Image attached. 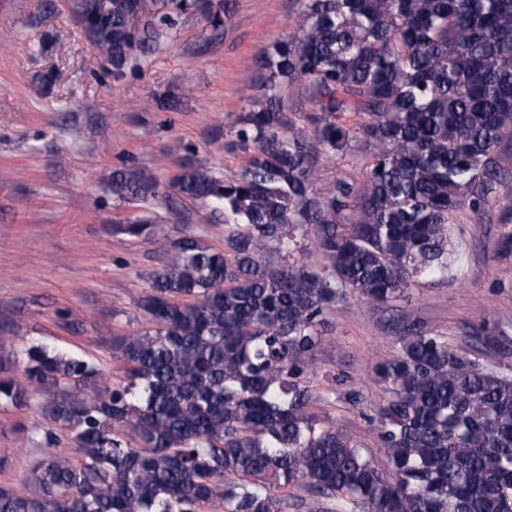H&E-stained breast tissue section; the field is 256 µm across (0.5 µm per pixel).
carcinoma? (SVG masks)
Returning <instances> with one entry per match:
<instances>
[{
  "mask_svg": "<svg viewBox=\"0 0 512 512\" xmlns=\"http://www.w3.org/2000/svg\"><path fill=\"white\" fill-rule=\"evenodd\" d=\"M198 14L225 25L224 0H79L87 38L117 76L137 50ZM255 95L224 141L247 154L220 178L185 160L171 187L224 208L228 249L172 240L147 168L112 172L139 205L116 235L168 254L139 299L151 328L115 338L122 376L33 344L24 382L0 365V408L38 406L72 448L33 462L37 490L0 484V512H286L302 487L363 512H512V376L445 336L408 330L375 366L390 390L376 426L384 461L313 411L314 354L329 315L358 294L376 306L448 271L453 214L479 212L503 179L512 137V0H303L297 34L262 48ZM308 111L286 112L282 93ZM369 148L362 181L317 186L322 160ZM314 230L322 264L289 262Z\"/></svg>",
  "mask_w": 512,
  "mask_h": 512,
  "instance_id": "carcinoma-1",
  "label": "carcinoma"
}]
</instances>
